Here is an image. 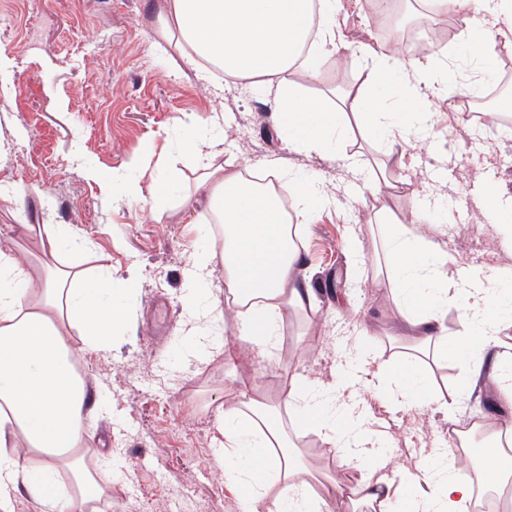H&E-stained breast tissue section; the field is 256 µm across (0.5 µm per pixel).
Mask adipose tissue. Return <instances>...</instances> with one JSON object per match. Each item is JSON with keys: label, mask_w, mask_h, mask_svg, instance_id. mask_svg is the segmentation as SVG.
Wrapping results in <instances>:
<instances>
[{"label": "adipose tissue", "mask_w": 512, "mask_h": 512, "mask_svg": "<svg viewBox=\"0 0 512 512\" xmlns=\"http://www.w3.org/2000/svg\"><path fill=\"white\" fill-rule=\"evenodd\" d=\"M334 8L335 0H168L158 15V30L164 38L177 35L181 59L197 74L214 64L225 74L275 85L279 125L297 148L324 154L338 147L346 133L344 113L297 94L284 76H311L323 56L336 53ZM362 57L368 73L359 120L380 139H416L433 123V112L414 105L420 86L431 87L437 96L457 90L448 83L447 65L439 57L408 66L368 46ZM196 191L209 200L215 221L224 228L225 304L242 325L238 343L224 348V365L236 369L247 348L278 362L272 338L285 311L312 306L316 299L313 288L294 272L299 248L290 240L289 218L272 191L246 184L242 170L230 165L206 166ZM58 250V237L48 234L30 260L0 251V512H12L9 492L18 487L48 501L54 512H90L98 494L85 463L83 413L90 381L76 374L74 364L83 352L108 348L125 312L111 300V280L91 282L81 270L54 266ZM385 263V283L406 324L401 343L435 362L447 356L452 342L476 362L494 352L497 392L512 401V354L498 349L501 329L512 323V298L492 291L496 281L512 280V268L492 267L479 275L461 269L449 276L435 244L403 224L385 227ZM452 294L465 295L472 304L450 337L441 314ZM75 336L81 348H74ZM288 385L289 399L299 403L298 415L345 462L363 469L355 494L386 507L391 485L379 476L382 462L369 449L359 409L358 361L350 360L331 384L293 373ZM378 386L392 402L441 400L434 387L408 376L401 364L380 372ZM338 399L343 419L333 422L326 410ZM223 435L225 453L244 448L252 461L247 471L227 475L243 494L248 512H330V495L344 488L340 477L303 466L273 403L255 388H239L224 411ZM433 454L434 496L405 498L403 512H469L471 483L454 476L447 449ZM61 467L72 481L71 490L63 493L39 475ZM315 484L323 494H311Z\"/></svg>", "instance_id": "ef3b65f1"}]
</instances>
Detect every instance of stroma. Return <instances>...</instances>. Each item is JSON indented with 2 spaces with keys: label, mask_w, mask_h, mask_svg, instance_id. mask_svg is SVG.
<instances>
[{
  "label": "stroma",
  "mask_w": 512,
  "mask_h": 512,
  "mask_svg": "<svg viewBox=\"0 0 512 512\" xmlns=\"http://www.w3.org/2000/svg\"><path fill=\"white\" fill-rule=\"evenodd\" d=\"M157 2L0 0V250H34L27 225L55 229L65 241L59 263L111 275L122 289L126 319L112 348L84 366L92 379L88 446L99 452V482L112 488L98 512H243L219 454L218 427L234 388L224 344L236 335L222 264L199 309L209 345L194 358L177 351L189 339L192 257L218 251L210 206L195 194L210 156L286 189L319 180L328 197L294 220L303 243L297 275L317 302L284 315L279 366L244 353L243 380L279 407L311 465L356 484L358 468L332 453L317 456L322 442L291 414L283 377L299 372L330 383L360 339L371 361L361 406L387 461L383 473L395 482L408 476L413 492L428 493L429 450L475 422L512 423V406L483 384L460 393L466 365L453 356L423 368L443 397H454L452 408L391 404L374 389L379 366L402 359L390 339L404 327L391 289L376 282L381 224L401 222L431 239L451 271L512 266V241L477 206L488 185L512 197V127L486 137L428 95L421 102L436 117L417 142L391 145L357 127L337 153L301 151L274 118V89L216 72L199 77L161 43ZM333 22L338 53L313 77L291 81L351 114L356 102L339 101L337 90L364 88L361 47L387 43L370 0H336ZM474 28L500 35L476 18L438 50L461 83L477 78L467 36ZM192 135L199 149H187ZM382 173L387 183L368 192ZM130 181L139 192L127 190ZM158 182L167 184L165 195H156ZM132 266L140 277L130 286Z\"/></svg>",
  "instance_id": "35a3bbf8"
}]
</instances>
